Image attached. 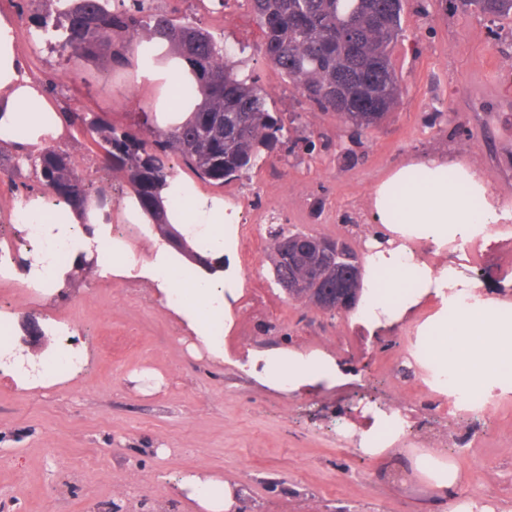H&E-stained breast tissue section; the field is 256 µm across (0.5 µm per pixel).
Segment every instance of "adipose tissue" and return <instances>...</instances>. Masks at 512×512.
<instances>
[{
    "mask_svg": "<svg viewBox=\"0 0 512 512\" xmlns=\"http://www.w3.org/2000/svg\"><path fill=\"white\" fill-rule=\"evenodd\" d=\"M137 82L152 93L150 119L160 129L186 123L197 102L175 104L173 90L192 80L190 64L181 57L165 59L134 55ZM25 137L16 140V127ZM67 127L55 112L54 103L38 81L23 68L13 19L0 14V143L20 153H35L56 144ZM184 194L188 205L182 211H167L171 224L201 225L194 235L196 246L213 261L190 286L192 307L173 303L176 283L169 275L172 263L166 246L153 255L133 258L121 238L113 237V224H145L149 218L136 196L123 198L120 207L92 198L83 206L30 194L20 205L26 223H43L55 213L68 224L73 256H84L88 266L103 276L141 278L155 284L167 300L168 310L204 343L214 360L230 362L220 337L208 326L222 316L232 321V302L242 280L231 244L238 222L235 208L223 198L199 193L189 180L176 176L162 188V197ZM368 217L378 228L366 243L365 272L354 321L371 329H387L403 322L427 299L438 310L420 327L427 359L440 380L461 379L473 393L487 390L512 374V296H500L495 320H487L485 304L477 303L478 281L466 276L463 263L437 265L428 252L448 245L464 250L488 225L498 223L499 207L485 175L476 168L444 156L412 159L392 169L372 190ZM247 366L256 379L271 388L300 392L317 382L333 386L343 381V365L322 351L279 348L248 354ZM414 471L429 481L440 497L451 498L459 484V472L434 453L416 456ZM178 488L190 504L203 512H237V484L205 472H188Z\"/></svg>",
    "mask_w": 512,
    "mask_h": 512,
    "instance_id": "obj_1",
    "label": "adipose tissue"
}]
</instances>
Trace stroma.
Returning <instances> with one entry per match:
<instances>
[{
  "mask_svg": "<svg viewBox=\"0 0 512 512\" xmlns=\"http://www.w3.org/2000/svg\"><path fill=\"white\" fill-rule=\"evenodd\" d=\"M161 8L221 35L295 140L241 179L198 184L205 195L235 197L240 224L255 236L224 335L231 360H209L147 281L79 270L64 294L35 298L19 281L0 280V318L33 313L46 334L28 360L70 345L84 353L78 373L47 387L24 391L0 375V512H192L177 482L196 469L238 484V512H448L409 476L430 448L457 465L469 498L512 512V390L490 389L479 408L453 411L427 366L406 363L431 308L373 334L350 311L289 300L273 280L268 233L274 217L363 252L377 182L409 158L449 154L482 171L502 213L467 246L465 273L488 298L512 285V17L494 20L460 0H404L391 51L399 103L358 131L320 112L259 52L262 32L246 0H229L220 17L201 0ZM35 33L29 24L18 31L25 69L56 79L57 112L146 134L150 93L129 67L59 56ZM60 147L113 198L129 191L78 129ZM285 346L332 355L350 381L286 393L242 366L250 352ZM380 410L404 415L403 434L372 456L359 432Z\"/></svg>",
  "mask_w": 512,
  "mask_h": 512,
  "instance_id": "1",
  "label": "stroma"
}]
</instances>
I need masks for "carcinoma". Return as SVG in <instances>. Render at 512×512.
Listing matches in <instances>:
<instances>
[{"label": "carcinoma", "instance_id": "cac0c4a2", "mask_svg": "<svg viewBox=\"0 0 512 512\" xmlns=\"http://www.w3.org/2000/svg\"><path fill=\"white\" fill-rule=\"evenodd\" d=\"M50 5L33 18L54 51L97 63H119L133 43L147 56L166 44L191 65L194 80L173 98L200 100L194 116L174 129L144 138L118 131L105 119L63 115L103 152L106 164L123 173L141 208L150 212L159 191L175 176L170 157L199 179L222 185L247 174L285 144L283 120L251 75L227 55L214 32L159 10L154 0H41ZM265 35L264 56L323 112L358 130L380 122L396 105L398 86L391 45L401 33L403 0H246ZM463 5L498 18L512 16V0H463ZM0 171L16 178L15 189H31L81 205L103 190L72 156L52 146L36 154L0 151ZM274 255L297 252L317 236L270 231Z\"/></svg>", "mask_w": 512, "mask_h": 512}]
</instances>
